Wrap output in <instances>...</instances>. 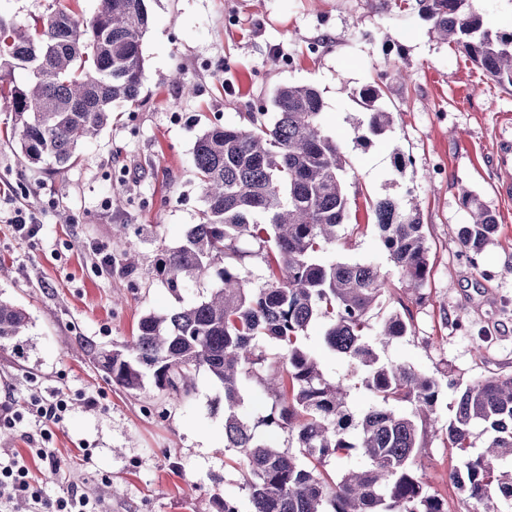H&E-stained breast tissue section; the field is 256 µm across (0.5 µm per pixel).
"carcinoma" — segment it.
<instances>
[{"label":"carcinoma","instance_id":"1","mask_svg":"<svg viewBox=\"0 0 512 512\" xmlns=\"http://www.w3.org/2000/svg\"><path fill=\"white\" fill-rule=\"evenodd\" d=\"M50 0L41 18L18 25L0 16V100L12 112L11 135L22 160L55 170L78 162L81 146L112 124L116 103L136 105L145 80L146 0H100L84 19L72 4ZM431 33L455 44L497 83L512 87V33L492 30L474 0H416ZM23 70L25 82L14 74ZM372 85L358 92L367 142L391 129L392 113ZM274 112L249 113L246 126L208 125L192 162L205 209L173 249L156 259L155 277L179 294L216 281L197 302L165 315L147 314L136 335L110 350L85 349L127 392L151 383L188 398L206 370L224 390V450L234 454L251 512H447L414 464L439 432L437 379L380 360L377 346L408 335L393 308L373 328L371 311L391 294L386 275L369 263L325 261L342 240L348 213L346 155L322 129L323 101L310 85H283ZM470 222L458 228L467 252L492 239L496 218L470 191ZM379 238L400 280L419 290L429 276V246L418 209L393 198L371 202ZM265 267L261 281L248 262ZM323 327L326 347L351 367L371 397L358 416L351 387L324 374L302 342ZM29 317L0 298V341L26 334ZM257 379L271 403L257 421L244 412L243 383ZM444 435L459 464L450 480L471 512H493V495L512 500V376L467 384ZM295 438V450L272 446L259 428ZM485 436L482 447L475 431ZM364 464L330 475V459L352 453Z\"/></svg>","mask_w":512,"mask_h":512}]
</instances>
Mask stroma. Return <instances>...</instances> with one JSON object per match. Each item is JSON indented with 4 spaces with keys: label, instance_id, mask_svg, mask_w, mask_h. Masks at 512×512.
<instances>
[{
    "label": "stroma",
    "instance_id": "obj_1",
    "mask_svg": "<svg viewBox=\"0 0 512 512\" xmlns=\"http://www.w3.org/2000/svg\"><path fill=\"white\" fill-rule=\"evenodd\" d=\"M141 104L118 113L62 172L29 165L0 137V214L36 211L40 231L23 238L0 221V297L27 310L26 335L0 343V404L22 412L0 449L28 456L34 396H65L49 426L60 473L29 468L50 496L78 487L100 512H214V498L251 512L248 492L224 450V394L207 373L182 399L146 385L129 393L90 362L91 342L112 349L146 314L202 299L205 281L174 294L154 278L160 250L178 246L205 208L191 159L211 123L243 125L271 110L274 90L308 84L322 96L323 124L348 160V236L332 251L370 263L391 285L399 275L367 202L412 197L430 247L422 291H402L408 336L380 348L383 361L435 377L447 422L466 384L512 376V196L498 191L501 133L512 126V87H502L454 46L429 33L415 0H149ZM406 81L386 79L390 66ZM182 69L185 86L171 81ZM381 83L391 131L361 144L367 115L358 92ZM406 165L396 170L395 153ZM124 184L127 201L112 192ZM468 187L494 213L498 230L477 257L459 242ZM136 244L135 265H98L93 249L119 231ZM457 460L443 436L429 440L418 470L448 512L467 506L449 480Z\"/></svg>",
    "mask_w": 512,
    "mask_h": 512
}]
</instances>
